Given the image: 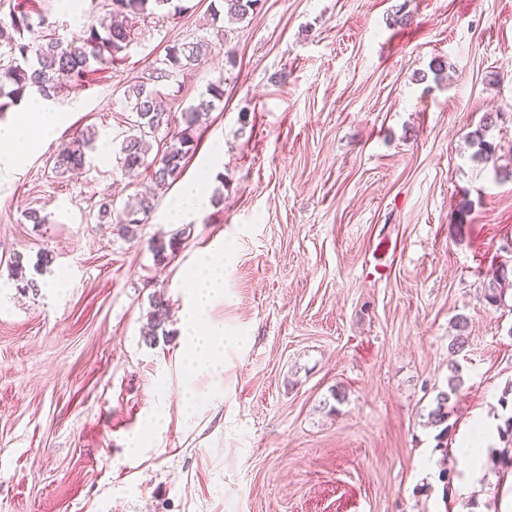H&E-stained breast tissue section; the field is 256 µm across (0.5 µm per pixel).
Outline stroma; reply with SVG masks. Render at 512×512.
I'll list each match as a JSON object with an SVG mask.
<instances>
[{
  "label": "stroma",
  "instance_id": "1",
  "mask_svg": "<svg viewBox=\"0 0 512 512\" xmlns=\"http://www.w3.org/2000/svg\"><path fill=\"white\" fill-rule=\"evenodd\" d=\"M108 2L76 18L37 0L48 23L33 37L76 40ZM183 4L52 101L66 115L55 142L0 166V512H512V475L492 463L512 439L494 434L477 477L453 456L475 419L512 416V299H484L512 265V179L468 143L495 114L487 138L512 159V0H262L220 31L211 0ZM199 37L217 51L160 92L176 115L223 81L182 174L213 173L220 200L166 223L173 184L124 233L115 211L151 184L115 160L128 91ZM80 133L87 165L58 171V143ZM177 234L156 263L152 239ZM219 242L231 260L207 313L227 339L217 377L189 370L179 313L187 270ZM158 297L167 319L150 342ZM460 316L469 345L454 356ZM454 361L442 451L427 413ZM152 412L163 427L148 435Z\"/></svg>",
  "mask_w": 512,
  "mask_h": 512
}]
</instances>
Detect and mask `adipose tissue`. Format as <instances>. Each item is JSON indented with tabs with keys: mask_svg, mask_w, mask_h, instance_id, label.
<instances>
[{
	"mask_svg": "<svg viewBox=\"0 0 512 512\" xmlns=\"http://www.w3.org/2000/svg\"><path fill=\"white\" fill-rule=\"evenodd\" d=\"M64 120L63 113L47 111L41 100L30 99L15 123L0 125V142L12 145L14 159L22 160L34 148L51 141ZM229 262L223 246L217 244L203 252L188 274L193 288L180 313V324L191 371L215 375L224 371V329L204 324L203 317L224 294V271Z\"/></svg>",
	"mask_w": 512,
	"mask_h": 512,
	"instance_id": "obj_1",
	"label": "adipose tissue"
}]
</instances>
